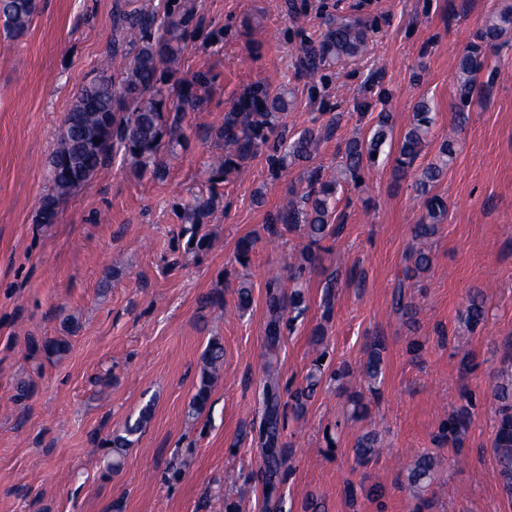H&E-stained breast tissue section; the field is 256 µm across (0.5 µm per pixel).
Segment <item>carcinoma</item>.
Wrapping results in <instances>:
<instances>
[{
	"mask_svg": "<svg viewBox=\"0 0 512 512\" xmlns=\"http://www.w3.org/2000/svg\"><path fill=\"white\" fill-rule=\"evenodd\" d=\"M35 0H0V19L13 35L25 33L33 21ZM192 17L186 12L173 10L167 13L164 24L172 33L187 29ZM119 27L137 30L144 42L125 71L119 76H101L83 87L72 103L60 130L57 147L50 159L52 186L40 202L37 223L53 224L62 204L79 188L88 184L96 174L108 166L116 155H121L132 166L149 171L154 177H164L167 156L183 145L181 114L186 109L195 110L203 101V94L211 84L207 72H197L189 80H174L182 47L169 39L155 37L159 18L153 0H141L139 6L118 17ZM512 31V7L488 15L483 22L477 40L469 43L460 56L456 72V100L458 123L468 118L478 85V76L486 64L487 47L503 34ZM368 29L358 19L341 20L329 28L323 39L308 46L304 62L309 76L313 77L328 66L361 57L366 51ZM288 92H269L257 88L244 97L236 111L224 114V124L214 133L222 152L212 158L211 166L224 177L240 170L242 163L258 150L267 151L271 171L279 173L288 163L308 161L317 142L331 135V127L324 131L306 129L298 136L288 135L280 121V114L288 108ZM432 107L422 98L414 105V123L404 134L394 158L395 177L405 176L416 159L428 145V135L433 123ZM391 135L386 119L382 118L371 129L368 137L352 139L342 153L343 180L355 179L359 171L374 165L382 147ZM456 150L452 141L440 145L438 161L422 169L415 187L421 193L442 176L453 164ZM305 185L291 188L284 204L268 214L264 232L271 238L300 233L308 243L300 252L297 264L289 265L293 279H298L316 267L321 242L335 237L341 224L337 223V183L323 178L321 168L307 170ZM220 194L216 186L208 188L207 195L195 198V203L185 208L180 219L181 237L185 238L184 253L198 254L211 244L203 232L205 219L217 206ZM445 204L439 197L427 199L429 222L414 225V237L421 245L415 252L414 266L404 270V277L411 278L426 271L431 258L423 244L437 231V221L443 215ZM269 305L274 313L267 333L279 336L291 330L292 319H285L279 312L285 308L299 310L304 297L298 290L285 296L280 292V280L273 278L267 283ZM485 320V305L481 292L476 290L466 306V321L475 328ZM35 352H42L50 359L60 357L69 350V341L63 337L31 340ZM382 344L375 343L365 367V375L377 380L382 373ZM319 356L306 377V386L289 393L288 414L297 418L304 411L306 402L321 383L324 375L334 380L342 377L340 371H329ZM224 364V345L219 338L209 340L201 358L199 383L188 404V416L197 419L206 411L211 390L220 376ZM495 396L499 404V419L493 447L498 474L506 494L512 495V383L500 384ZM267 408L261 429L263 447L267 457L269 475L279 468L278 438L282 416L274 396L267 398ZM153 405L147 403L138 416L126 420L121 432L108 440L112 448V468L121 465L126 448L133 437L140 434L152 416ZM380 448L378 433L371 430L362 433L352 448L359 464L370 461ZM434 478V459L419 456L408 472V483L417 491L426 490Z\"/></svg>",
	"mask_w": 512,
	"mask_h": 512,
	"instance_id": "1",
	"label": "carcinoma"
}]
</instances>
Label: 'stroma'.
Returning <instances> with one entry per match:
<instances>
[{"instance_id": "stroma-1", "label": "stroma", "mask_w": 512, "mask_h": 512, "mask_svg": "<svg viewBox=\"0 0 512 512\" xmlns=\"http://www.w3.org/2000/svg\"><path fill=\"white\" fill-rule=\"evenodd\" d=\"M184 2L192 22L180 75L213 76L202 106L183 116L184 148L168 157L161 181L114 159L53 224L35 216L64 117L104 66L125 67L114 53V16L137 0H37L23 36L0 27V512H113L116 502L122 512H225L228 502L236 512H512L492 448L495 389L512 369V33L488 48L479 100L462 125L455 97L465 44L512 0ZM346 18L369 26L366 52L307 79L301 46L321 41L327 21ZM258 86L291 91L282 115L289 133L334 124L311 160L329 178L346 142L379 119L400 139L422 97L435 124L417 167L435 162L447 138L458 142L433 189L446 209L430 269L403 277L426 199L413 177L395 179L380 159L361 185L339 187L340 233L323 241L321 269L301 280L308 308L295 330L274 342L265 331L266 282L278 275L292 291L289 258L305 240L272 244L262 226L303 164L275 175L257 153L220 186L222 204L206 226L210 250L187 256L177 248L181 210L214 179L217 146L202 131L221 126ZM247 235L256 242L244 267L236 246ZM244 282L252 303L242 311ZM476 290L487 317L472 332L461 315ZM400 298L417 306L415 323L402 318ZM65 316L79 329L63 358L32 355L30 340L61 335ZM214 336L224 366L209 412L194 420L187 407ZM376 337L385 348L372 391L361 368ZM322 352L346 376L321 385L300 420H286L283 464L268 477L266 387L286 403ZM23 383L32 393L21 400ZM149 401L150 422L119 469L106 471L105 440ZM464 406L471 422L461 444L440 439L442 422ZM366 430L379 433L381 447L359 466L351 448ZM425 453L436 459L435 480L416 494L407 469ZM179 462L182 479L168 483Z\"/></svg>"}]
</instances>
